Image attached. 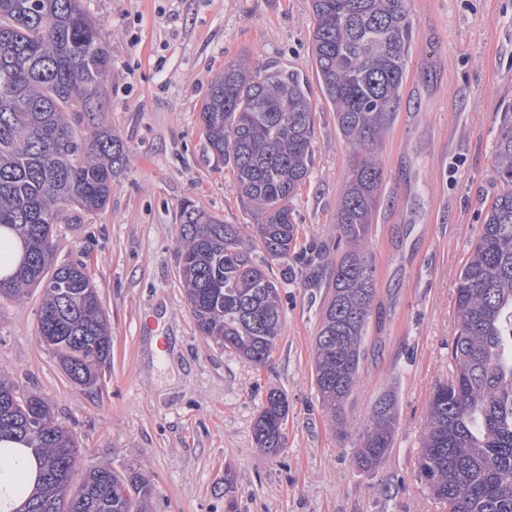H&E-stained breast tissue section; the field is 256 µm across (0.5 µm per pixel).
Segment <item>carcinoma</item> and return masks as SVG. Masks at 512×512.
<instances>
[{
  "label": "carcinoma",
  "mask_w": 512,
  "mask_h": 512,
  "mask_svg": "<svg viewBox=\"0 0 512 512\" xmlns=\"http://www.w3.org/2000/svg\"><path fill=\"white\" fill-rule=\"evenodd\" d=\"M312 57L320 91L356 162L336 206L344 248L330 260L328 298L315 339L314 381L332 420L352 396L375 300L367 240L385 180L376 150L399 110L414 36L409 0H310ZM112 71L107 37L82 0H0V303L43 290L38 336L48 339L69 379L96 385L112 335L82 262L53 266L55 231L75 205L107 206L112 178L128 157L103 126L82 114L103 110ZM200 119L213 156L231 166L236 194L257 224L248 232L185 203L178 246L189 308L201 335L257 365L282 329L279 291L252 257L261 245L285 279L314 262L296 249L292 203L314 161L309 85L296 72L229 63L203 98ZM493 174L500 184L461 269L458 333L448 377L430 397L419 474L448 512H512V108L500 113ZM288 401L267 397L254 426L269 454L285 444ZM395 398L381 395L354 450L376 468L393 447ZM24 445L36 462L32 489L14 512H146L152 494L136 471L81 468L75 435L37 394L19 397L0 377V441Z\"/></svg>",
  "instance_id": "1"
}]
</instances>
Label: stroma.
I'll return each instance as SVG.
<instances>
[{
    "label": "stroma",
    "instance_id": "35a3bbf8",
    "mask_svg": "<svg viewBox=\"0 0 512 512\" xmlns=\"http://www.w3.org/2000/svg\"><path fill=\"white\" fill-rule=\"evenodd\" d=\"M410 6L415 39L401 107L377 150L386 176L369 236L377 303L339 428L312 374L326 266L279 281L284 327L259 367L200 334L177 259L184 203L228 224L254 222L199 116L212 81L239 58L307 79L314 164L293 202L298 244L335 248L353 155L319 89L309 0H84L112 52L99 119L128 160L104 210H65L55 262L87 263L112 357L97 386L75 385L38 337L34 288L0 304V376L49 400L84 465L147 478L150 512H445L418 460L428 400L448 375L457 335V279L499 188L491 160L496 114L512 105V0ZM273 390L286 395L288 419L285 445L270 455L254 425ZM387 391L396 398L393 446L364 471L354 446Z\"/></svg>",
    "mask_w": 512,
    "mask_h": 512
}]
</instances>
